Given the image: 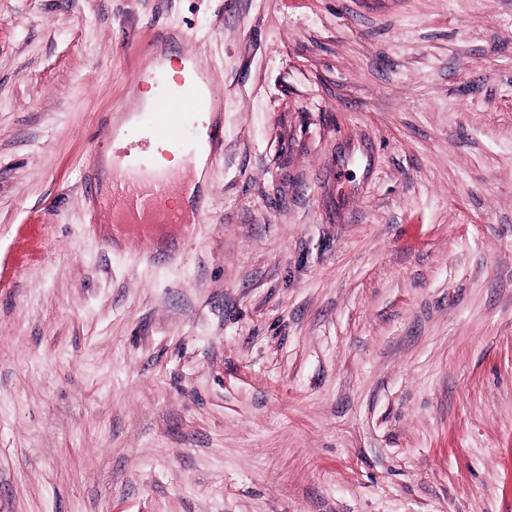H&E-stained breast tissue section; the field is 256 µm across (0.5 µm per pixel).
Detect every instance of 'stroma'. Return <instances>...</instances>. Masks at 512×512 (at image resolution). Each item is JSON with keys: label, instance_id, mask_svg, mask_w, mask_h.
Wrapping results in <instances>:
<instances>
[{"label": "stroma", "instance_id": "35a3bbf8", "mask_svg": "<svg viewBox=\"0 0 512 512\" xmlns=\"http://www.w3.org/2000/svg\"><path fill=\"white\" fill-rule=\"evenodd\" d=\"M156 22L224 147L116 234ZM509 499L512 0H0V512Z\"/></svg>", "mask_w": 512, "mask_h": 512}]
</instances>
